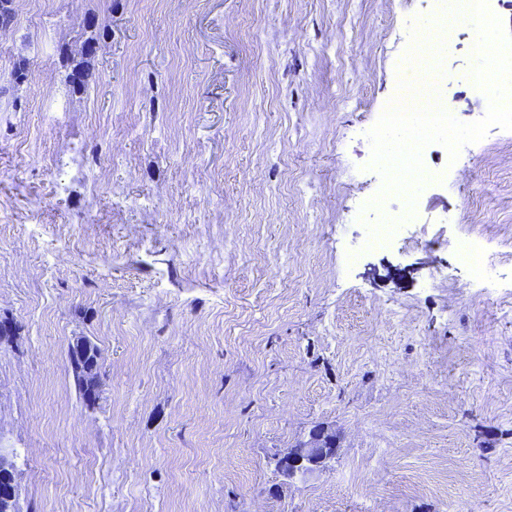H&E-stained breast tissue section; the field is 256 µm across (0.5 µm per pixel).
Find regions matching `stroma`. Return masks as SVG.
<instances>
[{"label": "stroma", "mask_w": 512, "mask_h": 512, "mask_svg": "<svg viewBox=\"0 0 512 512\" xmlns=\"http://www.w3.org/2000/svg\"><path fill=\"white\" fill-rule=\"evenodd\" d=\"M13 6L0 448L19 512H512V132L453 166L431 144L447 183L402 238L363 245L365 132L430 0ZM475 35L452 21L441 62L465 123L488 109ZM464 234L497 254L493 291ZM81 340L101 351L93 405ZM318 424L335 459L285 481L275 456ZM461 260L470 268L474 280L481 284H490L494 276V263L487 253L484 241L480 238L465 236L455 244Z\"/></svg>", "instance_id": "obj_1"}]
</instances>
